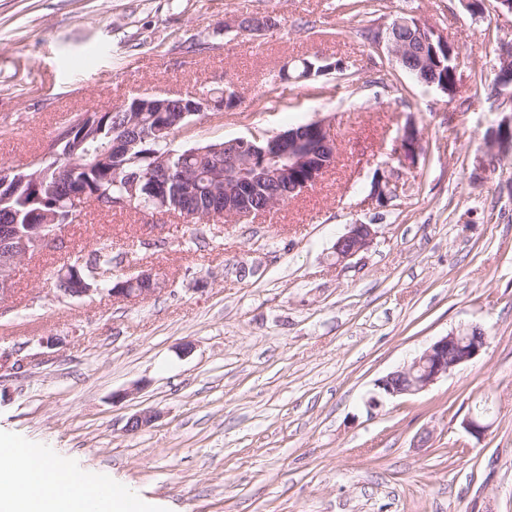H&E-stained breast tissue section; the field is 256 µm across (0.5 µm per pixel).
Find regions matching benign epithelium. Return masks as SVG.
I'll list each match as a JSON object with an SVG mask.
<instances>
[{
  "mask_svg": "<svg viewBox=\"0 0 512 512\" xmlns=\"http://www.w3.org/2000/svg\"><path fill=\"white\" fill-rule=\"evenodd\" d=\"M276 29L272 14H241L224 19V31H237L250 35H262ZM378 45L386 48L392 61L410 67L419 77L436 70L434 41L448 48V38L426 26L415 17H399L387 27L375 31ZM241 104L234 85L224 83L223 97L196 95L191 100L173 103L170 98L158 94L136 97L132 111L154 113V125L150 131L140 134L143 139L170 138L174 128L185 118L207 116L212 112L237 109ZM103 111L97 110L78 116L66 132L55 135L40 157L29 163L25 170L0 169V205L12 199L20 189L31 194L34 206L30 220L40 244H59L62 221L77 218L87 203L103 209L131 208L149 192L154 199L151 216L180 214L190 220L196 213L190 212L171 200L167 184L161 175L171 172L168 156L151 155V164L141 166L144 155L133 151L134 143L126 138L111 141L105 147L97 144L88 134L93 123L100 120ZM504 136L493 141L492 150L502 155L512 151V115L502 121ZM87 145L85 155H95L93 163L113 165V171L124 175L127 192L120 198L112 197L109 190L97 185L93 188L73 179L70 169L79 160L77 151ZM402 164L411 165L419 150L418 133L414 125H407L400 139ZM336 139L329 125L314 121L302 130H288L266 140L239 138L224 147H214L197 152L199 170L203 176L224 182V209L210 212L212 218L229 216L248 219L262 216L280 203L275 198L256 210L254 205L271 185L288 188L290 193H302L315 186L323 173L333 164ZM402 173L393 169L380 175L372 185V194L380 205L385 206L397 196ZM182 198H197L198 180L186 173L179 175ZM67 190L66 199L72 203L75 213L66 216L54 211L55 196L61 189ZM376 237L370 224H350L333 246L336 264L350 266L362 252L368 250ZM29 237L14 224L9 210L0 209V296L10 290L15 268L28 258ZM65 271L56 275L54 295L59 301L86 298L102 292V289L85 283L68 288ZM161 287L155 274L143 271L110 289L114 296L146 298ZM472 328H463L436 339L410 364L397 369L378 381L377 387L389 397L415 394L427 389L462 364L476 359L486 346V336L471 335Z\"/></svg>",
  "mask_w": 512,
  "mask_h": 512,
  "instance_id": "obj_1",
  "label": "benign epithelium"
}]
</instances>
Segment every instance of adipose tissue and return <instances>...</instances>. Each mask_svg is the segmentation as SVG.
I'll return each instance as SVG.
<instances>
[{
    "instance_id": "adipose-tissue-1",
    "label": "adipose tissue",
    "mask_w": 512,
    "mask_h": 512,
    "mask_svg": "<svg viewBox=\"0 0 512 512\" xmlns=\"http://www.w3.org/2000/svg\"><path fill=\"white\" fill-rule=\"evenodd\" d=\"M157 512L156 504L119 484L102 487L98 474L57 457L0 438V512Z\"/></svg>"
}]
</instances>
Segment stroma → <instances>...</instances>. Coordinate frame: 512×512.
<instances>
[{
    "instance_id": "1",
    "label": "stroma",
    "mask_w": 512,
    "mask_h": 512,
    "mask_svg": "<svg viewBox=\"0 0 512 512\" xmlns=\"http://www.w3.org/2000/svg\"><path fill=\"white\" fill-rule=\"evenodd\" d=\"M0 0V167L39 156L66 115L226 75L242 106L175 134L181 151L325 120L336 161L259 218L193 224L88 210L62 243L17 266L0 298V434L103 471L164 512H512V157L473 177L501 100L490 73L512 42L495 0ZM285 27L225 32L239 13ZM447 35L455 94L418 83L366 42L401 15ZM343 61L309 82L279 70ZM421 151L401 167L406 124ZM401 169L388 207L371 197ZM376 237L352 267L348 225ZM111 240L104 280L141 270L161 289L60 301L64 263ZM480 326L475 360L426 390L369 401L437 338ZM57 338L52 347L47 337ZM490 427L464 421L480 402ZM150 410L141 429L130 419ZM376 237V231L370 224H351L333 246L337 265L349 267L362 252L368 250Z\"/></svg>"
}]
</instances>
